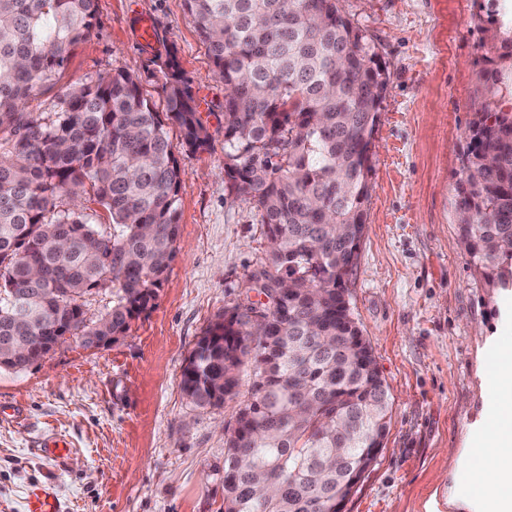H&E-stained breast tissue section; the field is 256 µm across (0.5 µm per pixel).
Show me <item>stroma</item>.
I'll list each match as a JSON object with an SVG mask.
<instances>
[{
  "instance_id": "stroma-1",
  "label": "stroma",
  "mask_w": 512,
  "mask_h": 512,
  "mask_svg": "<svg viewBox=\"0 0 512 512\" xmlns=\"http://www.w3.org/2000/svg\"><path fill=\"white\" fill-rule=\"evenodd\" d=\"M481 3L342 0L389 74L347 298L392 396L377 461L343 512H486L466 478L494 406L482 376L512 350V292L474 273L456 211L465 135L505 64ZM143 20L175 46L210 147L180 149L170 129L182 172L177 253L153 307L110 345L70 338L27 370L0 371V512H25L35 486L59 512L224 509V429L237 404L192 405L181 373L208 324L243 299L267 241L252 201L225 187L224 84L183 0H98L91 39L27 109L59 111L67 85L119 71L163 102V75L137 36ZM53 439L68 453L42 452Z\"/></svg>"
}]
</instances>
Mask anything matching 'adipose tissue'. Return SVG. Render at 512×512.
I'll return each mask as SVG.
<instances>
[{
    "instance_id": "adipose-tissue-1",
    "label": "adipose tissue",
    "mask_w": 512,
    "mask_h": 512,
    "mask_svg": "<svg viewBox=\"0 0 512 512\" xmlns=\"http://www.w3.org/2000/svg\"><path fill=\"white\" fill-rule=\"evenodd\" d=\"M484 394L495 410L487 421L480 445L486 462L468 477L471 491L488 512H512V354L503 353L498 369L487 375Z\"/></svg>"
}]
</instances>
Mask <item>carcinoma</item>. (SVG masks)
<instances>
[{"mask_svg": "<svg viewBox=\"0 0 512 512\" xmlns=\"http://www.w3.org/2000/svg\"><path fill=\"white\" fill-rule=\"evenodd\" d=\"M96 0H0V337L27 369L66 336H121L152 306L176 249L182 146L211 135L176 51L154 55L166 111L138 76L118 72L65 88L50 115L26 103L72 48L90 39ZM224 82L227 188L255 205L267 258L247 288L284 296L258 331L238 304L209 324L181 374L195 406L237 396L252 356L250 398L224 429V512H336L376 461L390 394L342 292L366 226L370 158L389 76L340 0H183ZM488 0L484 31L512 60V8ZM512 68L495 71L461 156L459 223L470 265L512 290ZM95 196L110 224L80 206ZM112 295L106 312L87 297Z\"/></svg>", "mask_w": 512, "mask_h": 512, "instance_id": "cac0c4a2", "label": "carcinoma"}]
</instances>
